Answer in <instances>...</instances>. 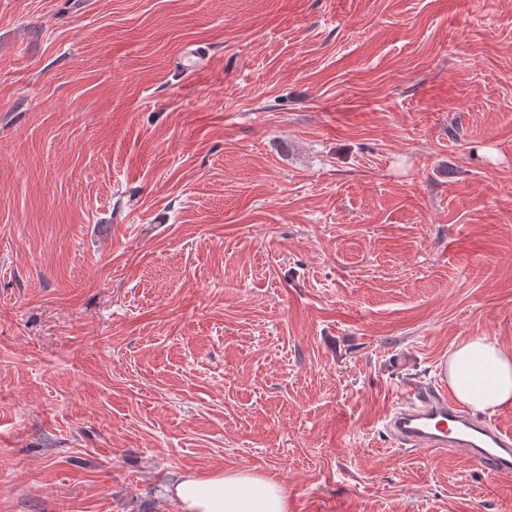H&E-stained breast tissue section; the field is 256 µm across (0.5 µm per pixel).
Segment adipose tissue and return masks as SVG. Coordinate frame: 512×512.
I'll return each mask as SVG.
<instances>
[{"instance_id":"adipose-tissue-1","label":"adipose tissue","mask_w":512,"mask_h":512,"mask_svg":"<svg viewBox=\"0 0 512 512\" xmlns=\"http://www.w3.org/2000/svg\"><path fill=\"white\" fill-rule=\"evenodd\" d=\"M448 384L457 400L484 413L512 406V349L485 337L461 340L448 357ZM166 493L179 512H288L276 477L244 470L184 472Z\"/></svg>"}]
</instances>
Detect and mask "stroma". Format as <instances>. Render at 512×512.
Returning a JSON list of instances; mask_svg holds the SVG:
<instances>
[{"label": "stroma", "mask_w": 512, "mask_h": 512, "mask_svg": "<svg viewBox=\"0 0 512 512\" xmlns=\"http://www.w3.org/2000/svg\"><path fill=\"white\" fill-rule=\"evenodd\" d=\"M512 349V0H0V512H512L379 419ZM166 493L180 512H288V496L279 480L251 471L184 472Z\"/></svg>", "instance_id": "stroma-1"}]
</instances>
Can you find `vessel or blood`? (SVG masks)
<instances>
[{"label":"vessel or blood","instance_id":"obj_1","mask_svg":"<svg viewBox=\"0 0 512 512\" xmlns=\"http://www.w3.org/2000/svg\"><path fill=\"white\" fill-rule=\"evenodd\" d=\"M381 420L398 446L434 453L455 450L487 473L512 472V434L466 411L441 385L411 390Z\"/></svg>","mask_w":512,"mask_h":512}]
</instances>
